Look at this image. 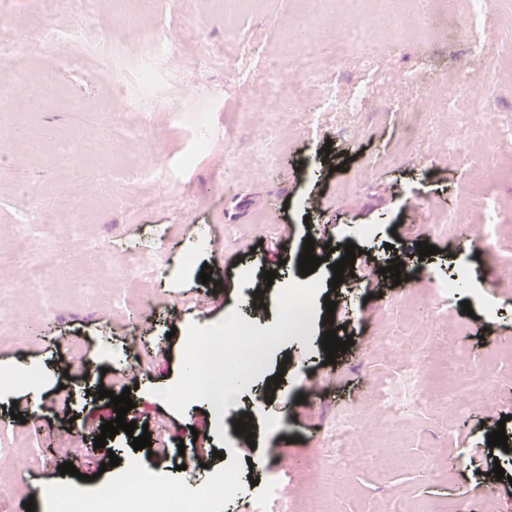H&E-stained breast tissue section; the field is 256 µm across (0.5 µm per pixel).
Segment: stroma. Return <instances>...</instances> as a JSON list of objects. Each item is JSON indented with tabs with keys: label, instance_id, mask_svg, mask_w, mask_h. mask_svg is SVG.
<instances>
[{
	"label": "stroma",
	"instance_id": "1",
	"mask_svg": "<svg viewBox=\"0 0 512 512\" xmlns=\"http://www.w3.org/2000/svg\"><path fill=\"white\" fill-rule=\"evenodd\" d=\"M354 7V0H84L80 6L71 0H10L14 19L35 41L44 30L78 26L85 40H94L92 25L78 23L83 10L114 12L176 33L191 18L201 23L202 35L194 55L118 54L108 71L61 66L39 49L31 63L0 69V93L21 77L37 84L46 74L54 76L49 92L24 119L0 109V125L14 127L13 139L0 141V236H12L23 212L38 211L52 271L44 288L0 285V299L14 306L11 324L0 330V461H17L0 472V512H26L29 500L34 512H45L46 485L63 481L95 490L134 460L151 473L193 486L224 467L229 452L239 458L242 477L254 482L224 512H252L259 500L269 512H286L308 481L306 462L331 445L336 411H374L391 382L411 368V359L395 357L381 336L398 301L411 308L399 329L427 350L422 363L428 380L420 388L427 405L354 438L358 456L377 454L384 463L343 470L345 491L326 495L325 512H512V361L494 357L496 348L512 346V291L495 288V260L461 243L487 221L484 194L512 201V182L477 172L469 153L442 149V141L461 133L456 113L432 114L416 157L401 156L397 108L415 98L412 86L375 88V111L324 113L318 124L295 128L283 145L267 136L275 115L265 114L259 124L244 121L243 110L255 105L249 89L225 97L228 73L201 62L218 54L225 35L232 34L253 48L241 67L263 71L268 54L297 50L289 18L309 19L317 12L335 18ZM436 27L439 32L445 24ZM438 32L408 42L389 66L450 77L470 67L463 43H448ZM452 92L458 111L475 110L486 128L512 125V92L492 94L483 103L465 87ZM175 96L180 111H166L165 102ZM84 137L112 147V194L77 201L62 227L45 203L67 194L77 165L95 167L83 153ZM262 148L275 157V167L258 163ZM230 150L239 164L235 171L224 165ZM152 155L169 160L163 190L146 182L130 192L133 165ZM26 185L38 190V198L20 196ZM462 200L465 224L433 227V211H455ZM308 237L319 246L322 262L315 275L323 285L305 333L278 345L223 415L207 401L172 410L158 391L180 376L189 326L213 325L229 310L258 327L274 325L277 296L299 280ZM350 242L358 249L354 275L331 288L328 250ZM420 242L438 247V254L419 256ZM398 260L408 264L410 277L396 285L380 269ZM128 262L152 275L148 294L131 289ZM204 269L211 275L206 284L199 279ZM270 270L277 276L268 283L263 274ZM448 279L463 283L459 303L434 324L422 322L419 296H432L434 282ZM258 286L263 303L253 307L246 296ZM328 299L336 303L330 323ZM466 302L472 308L468 315L462 311ZM331 329L354 341L332 364L321 345ZM452 330L461 333L458 354L489 365L463 378L454 392L444 367ZM58 336L59 349L52 344ZM136 359L142 370L130 397L137 422L167 440L166 460L133 449L123 432L106 447L94 446L107 419L96 392ZM68 361L83 364V371L64 374ZM30 370L39 374L34 385H6V378ZM277 375L282 381L271 387ZM14 408L22 419L11 418ZM245 413L255 434L250 441L234 432ZM198 422L205 447L220 456L201 473L175 470L172 460L180 448H193L190 428ZM500 425L507 448L488 447V433ZM65 433L90 449V460L74 457L71 447L59 443ZM478 449L484 458L499 460L505 480L474 470L470 458ZM112 453L118 466L106 464ZM65 462L73 463L78 476L60 475Z\"/></svg>",
	"mask_w": 512,
	"mask_h": 512
}]
</instances>
